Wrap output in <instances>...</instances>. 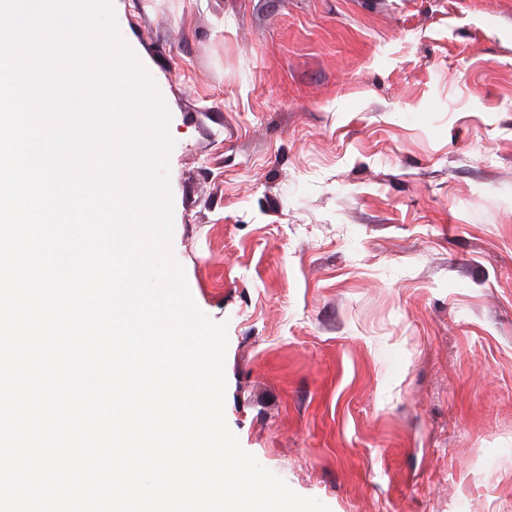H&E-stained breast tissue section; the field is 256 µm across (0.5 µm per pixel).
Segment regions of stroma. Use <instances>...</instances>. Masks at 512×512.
Segmentation results:
<instances>
[{
    "instance_id": "1",
    "label": "stroma",
    "mask_w": 512,
    "mask_h": 512,
    "mask_svg": "<svg viewBox=\"0 0 512 512\" xmlns=\"http://www.w3.org/2000/svg\"><path fill=\"white\" fill-rule=\"evenodd\" d=\"M113 8L241 446L330 512H512V0Z\"/></svg>"
}]
</instances>
